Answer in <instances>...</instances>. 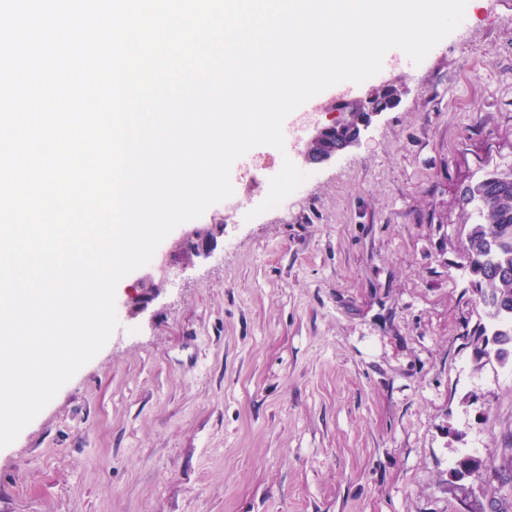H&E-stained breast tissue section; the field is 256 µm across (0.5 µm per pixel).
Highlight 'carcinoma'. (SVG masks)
<instances>
[{
	"mask_svg": "<svg viewBox=\"0 0 512 512\" xmlns=\"http://www.w3.org/2000/svg\"><path fill=\"white\" fill-rule=\"evenodd\" d=\"M397 96L398 89L387 85L376 89L366 106L354 102L339 108L349 113V118L336 124L331 143L354 136L369 111L389 108ZM461 200L475 205L478 213V220L466 233L462 265L487 319L477 337L475 353L512 362V174L486 175L466 186ZM482 466L481 460L464 456L452 469L454 479L460 481Z\"/></svg>",
	"mask_w": 512,
	"mask_h": 512,
	"instance_id": "obj_1",
	"label": "carcinoma"
}]
</instances>
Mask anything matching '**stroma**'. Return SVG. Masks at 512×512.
<instances>
[{
  "instance_id": "35a3bbf8",
  "label": "stroma",
  "mask_w": 512,
  "mask_h": 512,
  "mask_svg": "<svg viewBox=\"0 0 512 512\" xmlns=\"http://www.w3.org/2000/svg\"><path fill=\"white\" fill-rule=\"evenodd\" d=\"M465 14L411 72L318 94L315 124L399 90L278 207L254 212L283 165L255 147L209 256L143 309L153 265L119 282L107 344L0 449V512H468L496 487L512 364L475 355L460 191L512 172V0Z\"/></svg>"
}]
</instances>
